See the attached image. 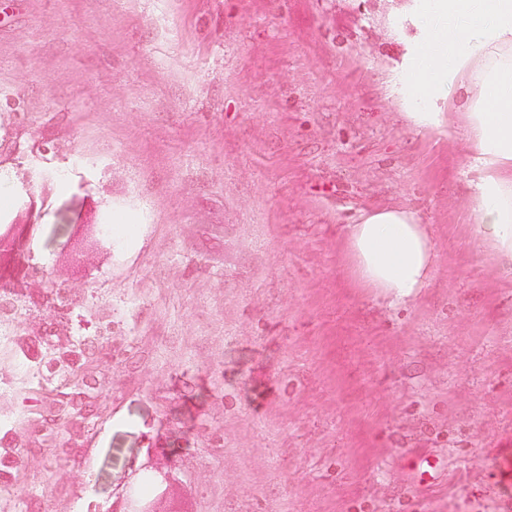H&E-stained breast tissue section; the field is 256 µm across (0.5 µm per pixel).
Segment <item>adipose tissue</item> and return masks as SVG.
Wrapping results in <instances>:
<instances>
[{
    "instance_id": "obj_1",
    "label": "adipose tissue",
    "mask_w": 512,
    "mask_h": 512,
    "mask_svg": "<svg viewBox=\"0 0 512 512\" xmlns=\"http://www.w3.org/2000/svg\"><path fill=\"white\" fill-rule=\"evenodd\" d=\"M402 11L393 82L403 117L424 133L458 125L475 239L512 274V0H405ZM345 254L357 287L396 304L415 301L437 271L431 230L405 206L363 211Z\"/></svg>"
}]
</instances>
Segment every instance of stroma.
<instances>
[{"mask_svg": "<svg viewBox=\"0 0 512 512\" xmlns=\"http://www.w3.org/2000/svg\"><path fill=\"white\" fill-rule=\"evenodd\" d=\"M401 4L0 0V234L38 228L0 285V512H112L151 448L157 512H512V276L459 134L400 116ZM387 205L438 246L407 305L347 271ZM112 223V239L119 248L133 241L139 232V224L126 214L112 215Z\"/></svg>", "mask_w": 512, "mask_h": 512, "instance_id": "obj_1", "label": "stroma"}]
</instances>
